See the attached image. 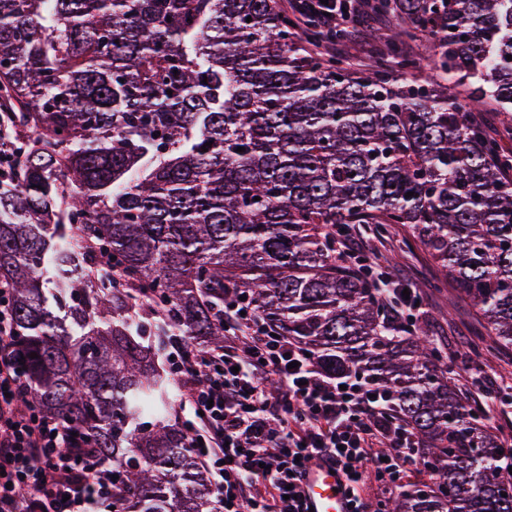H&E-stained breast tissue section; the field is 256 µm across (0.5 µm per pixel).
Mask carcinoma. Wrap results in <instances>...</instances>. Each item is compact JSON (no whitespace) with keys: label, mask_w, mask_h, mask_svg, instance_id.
Here are the masks:
<instances>
[{"label":"carcinoma","mask_w":512,"mask_h":512,"mask_svg":"<svg viewBox=\"0 0 512 512\" xmlns=\"http://www.w3.org/2000/svg\"><path fill=\"white\" fill-rule=\"evenodd\" d=\"M375 2L403 25L360 71L298 48L277 0H0L15 359L112 465L119 512H214L157 359L175 331L224 344L240 292L321 368L395 396L443 483L387 512H512L503 447L437 348L336 258L338 224L403 226L512 349V154L467 121L512 112V0ZM425 32L440 82L409 51Z\"/></svg>","instance_id":"obj_1"}]
</instances>
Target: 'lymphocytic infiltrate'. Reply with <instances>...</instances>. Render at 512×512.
I'll return each mask as SVG.
<instances>
[{"label": "lymphocytic infiltrate", "mask_w": 512, "mask_h": 512, "mask_svg": "<svg viewBox=\"0 0 512 512\" xmlns=\"http://www.w3.org/2000/svg\"><path fill=\"white\" fill-rule=\"evenodd\" d=\"M289 8L324 29L356 22L357 0H288ZM376 294L390 324L407 331L418 293L393 298L389 275L377 271ZM11 289L0 288V512H95L112 492V470L95 464L71 430L25 400L14 368ZM224 344H178L173 368L184 387L191 448L218 475L221 512H305L299 487L307 466L329 459L345 478L348 512H382L385 496L405 492L413 471L439 480V465L420 451L394 411L390 392L357 376L335 377L306 348L272 336L255 308L233 299L224 310Z\"/></svg>", "instance_id": "f902f5d3"}]
</instances>
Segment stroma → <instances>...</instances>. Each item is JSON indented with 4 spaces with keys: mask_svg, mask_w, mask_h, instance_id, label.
Masks as SVG:
<instances>
[{
    "mask_svg": "<svg viewBox=\"0 0 512 512\" xmlns=\"http://www.w3.org/2000/svg\"><path fill=\"white\" fill-rule=\"evenodd\" d=\"M392 24V18L369 13L352 28L350 39L341 43L337 58L356 68L375 63L380 38ZM358 235L377 247L378 258L402 278L405 285L420 289L423 305L415 330L427 334L433 341L441 338L453 342L457 357L449 361L448 375L454 383H462L478 365L512 380V350L497 343L473 306L460 298L452 284L442 278L427 251L409 239L405 228L392 226L379 235L362 226Z\"/></svg>",
    "mask_w": 512,
    "mask_h": 512,
    "instance_id": "35a3bbf8",
    "label": "stroma"
}]
</instances>
